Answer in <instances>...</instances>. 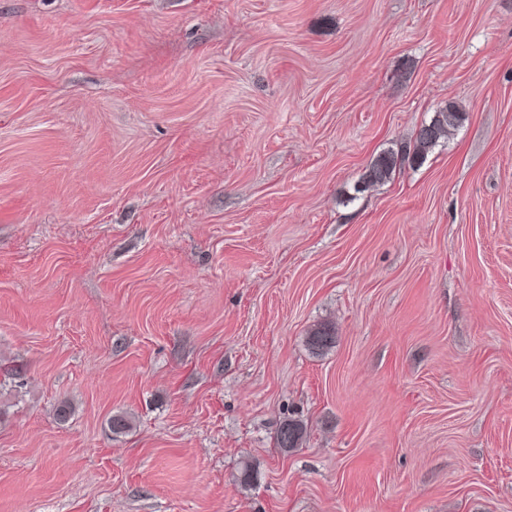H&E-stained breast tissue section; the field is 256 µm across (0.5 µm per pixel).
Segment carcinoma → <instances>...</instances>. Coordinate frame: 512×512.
Wrapping results in <instances>:
<instances>
[{
	"label": "carcinoma",
	"instance_id": "carcinoma-1",
	"mask_svg": "<svg viewBox=\"0 0 512 512\" xmlns=\"http://www.w3.org/2000/svg\"><path fill=\"white\" fill-rule=\"evenodd\" d=\"M465 119L456 103L450 101L435 112L428 123H424L414 135L413 148L402 152L387 151L377 156L367 169L364 182L366 185L383 184L391 178L398 164L404 161L417 162L424 158L425 152L445 139L451 131L458 128ZM311 349L321 354L335 343V332L329 325H320L313 329L307 338ZM303 424L295 419H286L281 422L277 431V445L284 451L297 448L303 438Z\"/></svg>",
	"mask_w": 512,
	"mask_h": 512
}]
</instances>
